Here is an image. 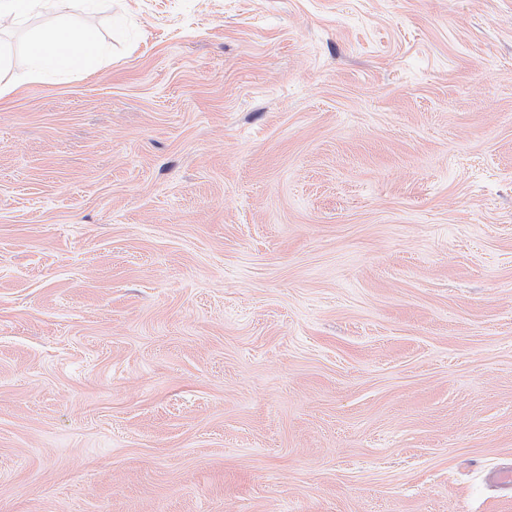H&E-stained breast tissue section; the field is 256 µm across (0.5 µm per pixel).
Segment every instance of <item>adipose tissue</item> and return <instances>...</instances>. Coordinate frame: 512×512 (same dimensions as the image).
<instances>
[{
	"mask_svg": "<svg viewBox=\"0 0 512 512\" xmlns=\"http://www.w3.org/2000/svg\"><path fill=\"white\" fill-rule=\"evenodd\" d=\"M102 53L101 44L89 30L64 21L34 37L29 49L27 76L40 81L49 75H63L74 65L90 62Z\"/></svg>",
	"mask_w": 512,
	"mask_h": 512,
	"instance_id": "obj_1",
	"label": "adipose tissue"
}]
</instances>
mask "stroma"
Segmentation results:
<instances>
[{
    "label": "stroma",
    "instance_id": "1",
    "mask_svg": "<svg viewBox=\"0 0 512 512\" xmlns=\"http://www.w3.org/2000/svg\"><path fill=\"white\" fill-rule=\"evenodd\" d=\"M61 14L107 54L24 81ZM1 45L0 512H512V0Z\"/></svg>",
    "mask_w": 512,
    "mask_h": 512
}]
</instances>
